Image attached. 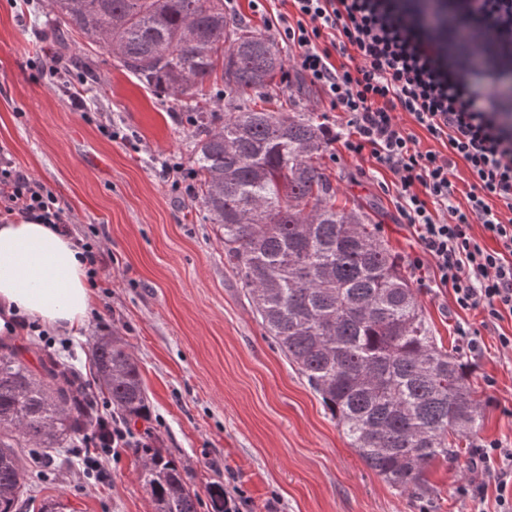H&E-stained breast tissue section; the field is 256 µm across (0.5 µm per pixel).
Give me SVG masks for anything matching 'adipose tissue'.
<instances>
[{
  "mask_svg": "<svg viewBox=\"0 0 512 512\" xmlns=\"http://www.w3.org/2000/svg\"><path fill=\"white\" fill-rule=\"evenodd\" d=\"M93 305L87 268L51 225L0 224V310L79 331Z\"/></svg>",
  "mask_w": 512,
  "mask_h": 512,
  "instance_id": "ef3b65f1",
  "label": "adipose tissue"
}]
</instances>
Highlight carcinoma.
I'll list each match as a JSON object with an SVG mask.
<instances>
[{
    "label": "carcinoma",
    "mask_w": 512,
    "mask_h": 512,
    "mask_svg": "<svg viewBox=\"0 0 512 512\" xmlns=\"http://www.w3.org/2000/svg\"><path fill=\"white\" fill-rule=\"evenodd\" d=\"M51 34L79 33L138 80L182 103L195 130L203 219L280 350L305 376L364 464L402 494L432 493L427 473L482 429L484 405L461 353L439 346L408 278L370 218L336 207L317 165L322 123L256 108L283 50L224 14V0H51ZM222 69L227 112L206 109ZM96 379L126 418L149 412L138 365L118 336L90 344ZM81 376L50 355L30 367L0 343V512H17L25 465L54 469L92 426ZM155 512H199L177 464L143 450Z\"/></svg>",
    "instance_id": "carcinoma-1"
}]
</instances>
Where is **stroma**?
<instances>
[{"instance_id":"stroma-1","label":"stroma","mask_w":512,"mask_h":512,"mask_svg":"<svg viewBox=\"0 0 512 512\" xmlns=\"http://www.w3.org/2000/svg\"><path fill=\"white\" fill-rule=\"evenodd\" d=\"M49 11V0H0V147L56 195L73 237L100 248L106 269L79 335L49 326L39 338L2 327L0 342L24 347L32 366L50 354L90 382L89 337H122L150 410L147 419L124 422L130 447L96 450L94 466L69 448V463L53 479L29 469L30 501L20 512H39L48 500L63 512H154L134 449L144 439L174 459L198 493L217 481L227 493L243 491L241 512H470L460 490L479 484L488 489L486 512H494L495 483L471 459L487 441L512 447V354L500 351L481 311L455 307L444 292L415 290L438 340L465 350L485 421L460 441L455 463L430 468L431 496L398 493L360 460L267 333L225 260L221 232L202 221L192 193L193 129L179 102L81 35L62 49L50 36ZM269 93L288 111L345 125L299 78L276 80ZM162 156L182 167L181 182L162 171ZM321 164L338 207L368 214L402 261L418 254L386 187L390 174L371 159L340 156L330 143ZM463 323L480 332L483 353L468 352Z\"/></svg>"}]
</instances>
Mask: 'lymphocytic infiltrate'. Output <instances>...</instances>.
<instances>
[{
    "label": "lymphocytic infiltrate",
    "instance_id": "obj_1",
    "mask_svg": "<svg viewBox=\"0 0 512 512\" xmlns=\"http://www.w3.org/2000/svg\"><path fill=\"white\" fill-rule=\"evenodd\" d=\"M264 13L299 76L342 113L331 131L348 156H370L393 176L398 212L431 259L423 285L479 308L484 324L512 319V0H291ZM407 115L409 124L399 122ZM428 134L443 151L423 148ZM471 182L455 204L457 166ZM0 215L71 229L52 191L0 151ZM481 225L482 237L472 233ZM495 480L498 512H512V448L476 449Z\"/></svg>",
    "mask_w": 512,
    "mask_h": 512
}]
</instances>
